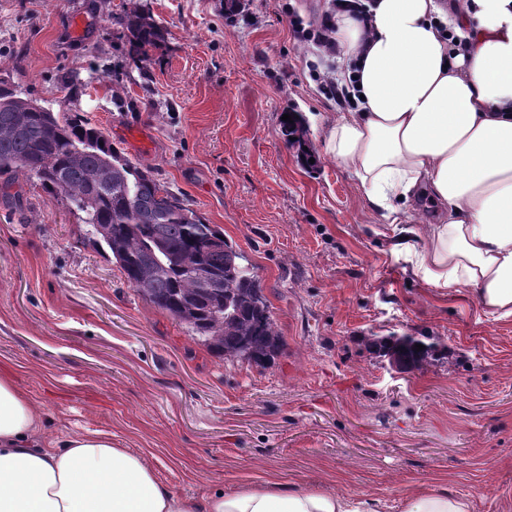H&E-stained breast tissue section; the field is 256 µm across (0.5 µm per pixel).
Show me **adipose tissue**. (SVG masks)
Here are the masks:
<instances>
[{
    "label": "adipose tissue",
    "instance_id": "adipose-tissue-1",
    "mask_svg": "<svg viewBox=\"0 0 512 512\" xmlns=\"http://www.w3.org/2000/svg\"><path fill=\"white\" fill-rule=\"evenodd\" d=\"M331 28L355 84L353 110L328 127L327 154L383 218L401 201L434 206L436 223L410 249L415 273L512 319V0H367ZM400 507L471 512L443 488L404 495ZM0 512H379V502L273 477L179 495L109 433L49 435L0 370Z\"/></svg>",
    "mask_w": 512,
    "mask_h": 512
}]
</instances>
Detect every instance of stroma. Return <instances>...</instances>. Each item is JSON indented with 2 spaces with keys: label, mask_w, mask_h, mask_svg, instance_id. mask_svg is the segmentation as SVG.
<instances>
[{
  "label": "stroma",
  "mask_w": 512,
  "mask_h": 512,
  "mask_svg": "<svg viewBox=\"0 0 512 512\" xmlns=\"http://www.w3.org/2000/svg\"><path fill=\"white\" fill-rule=\"evenodd\" d=\"M130 0H0V67L56 112H80L186 198L253 265L280 334L262 363L226 359L132 288L80 215L36 178L0 174V368L47 430L111 433L181 495L275 474L368 495L422 487L512 512V320L480 316L412 270L411 221L375 212L325 152L340 107L295 37L332 0H149L148 66L112 23ZM79 14L81 30L70 24ZM301 113L305 163L281 126ZM147 131V148L127 137ZM371 336H426L449 357L403 370Z\"/></svg>",
  "instance_id": "35a3bbf8"
}]
</instances>
